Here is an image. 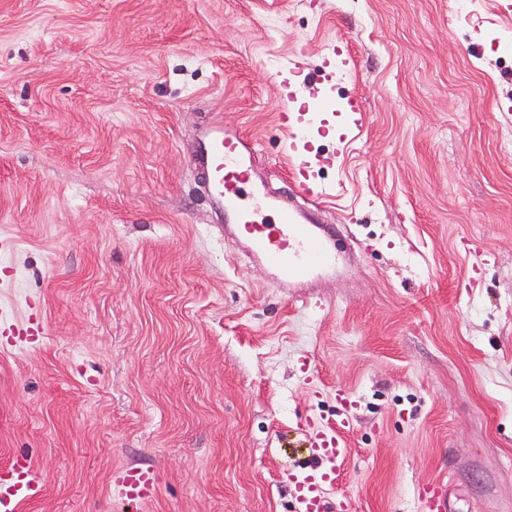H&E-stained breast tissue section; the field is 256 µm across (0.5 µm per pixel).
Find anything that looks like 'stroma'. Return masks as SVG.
Returning a JSON list of instances; mask_svg holds the SVG:
<instances>
[{
	"instance_id": "1",
	"label": "stroma",
	"mask_w": 512,
	"mask_h": 512,
	"mask_svg": "<svg viewBox=\"0 0 512 512\" xmlns=\"http://www.w3.org/2000/svg\"><path fill=\"white\" fill-rule=\"evenodd\" d=\"M500 0H0V463L23 512H291L310 421L349 416L337 512H512V11ZM329 83L311 79L334 52ZM338 261L280 285L192 162L214 120L296 192L280 70ZM364 125L340 147L341 98ZM42 483L26 457L17 456L0 466V511L19 512L42 496ZM113 484L123 500L137 505L151 501L156 496L158 477L150 468L127 467L114 472ZM421 501L425 512H447L450 510L448 495L439 483L428 484L425 487Z\"/></svg>"
}]
</instances>
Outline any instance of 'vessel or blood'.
<instances>
[{"label": "vessel or blood", "instance_id": "obj_1", "mask_svg": "<svg viewBox=\"0 0 512 512\" xmlns=\"http://www.w3.org/2000/svg\"><path fill=\"white\" fill-rule=\"evenodd\" d=\"M296 102L291 93L282 99L278 121L289 133L285 150L292 161L297 193L315 202L331 197L333 188L316 180L301 157L307 146L305 134L319 117L312 111H297ZM255 152L251 141L217 120L207 127L194 162L210 174L209 199L224 213L227 237L243 244L249 257L268 267L275 280L285 283L310 276L333 258L336 247L320 234L308 209L282 207L265 183L255 180ZM349 425L345 419L340 427L316 431L310 462L303 475L292 479L293 512H334L326 490L335 486L347 456L341 431ZM113 483L132 505L151 501L158 490L157 474L150 468L118 469ZM41 495L42 483L26 457L0 466V512H21L23 505ZM421 501L425 512H448V495L440 484H428Z\"/></svg>", "mask_w": 512, "mask_h": 512}]
</instances>
